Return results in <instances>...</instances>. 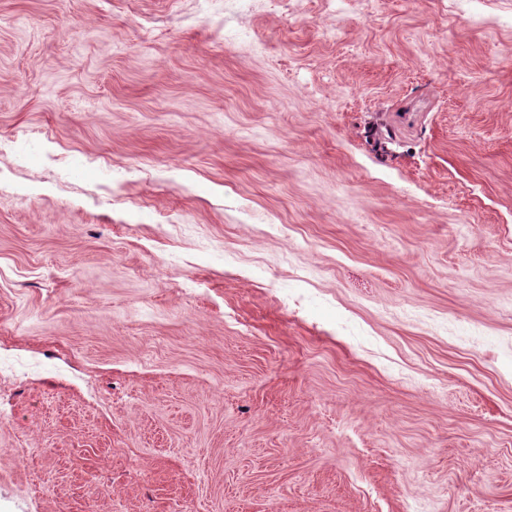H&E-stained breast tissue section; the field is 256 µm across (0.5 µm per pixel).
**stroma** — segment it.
<instances>
[{
    "label": "stroma",
    "mask_w": 512,
    "mask_h": 512,
    "mask_svg": "<svg viewBox=\"0 0 512 512\" xmlns=\"http://www.w3.org/2000/svg\"><path fill=\"white\" fill-rule=\"evenodd\" d=\"M0 0V512H512V0Z\"/></svg>",
    "instance_id": "stroma-1"
}]
</instances>
